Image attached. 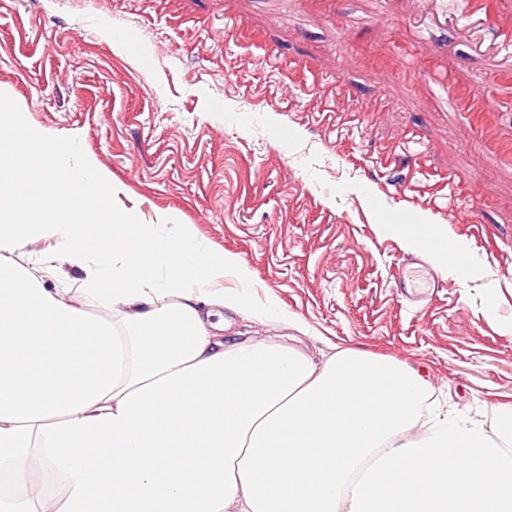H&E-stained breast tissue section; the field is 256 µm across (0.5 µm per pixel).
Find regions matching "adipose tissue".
<instances>
[{
	"label": "adipose tissue",
	"mask_w": 512,
	"mask_h": 512,
	"mask_svg": "<svg viewBox=\"0 0 512 512\" xmlns=\"http://www.w3.org/2000/svg\"><path fill=\"white\" fill-rule=\"evenodd\" d=\"M78 153L0 109V512H512V410L493 432L401 362L225 337L217 310L287 316L244 301L238 256L117 207L92 162L67 179Z\"/></svg>",
	"instance_id": "ef3b65f1"
}]
</instances>
